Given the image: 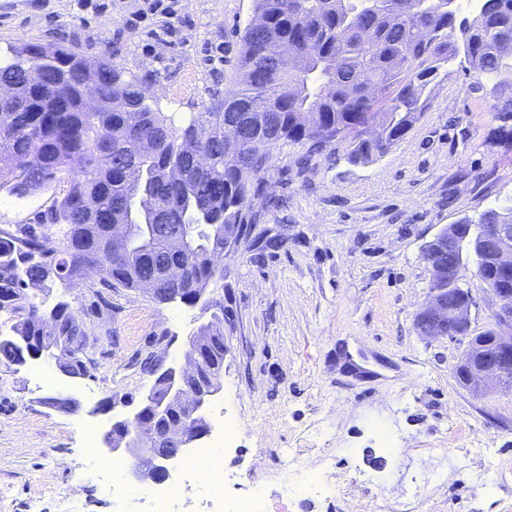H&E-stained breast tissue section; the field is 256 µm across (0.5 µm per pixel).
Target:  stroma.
I'll return each instance as SVG.
<instances>
[{"label": "stroma", "mask_w": 512, "mask_h": 512, "mask_svg": "<svg viewBox=\"0 0 512 512\" xmlns=\"http://www.w3.org/2000/svg\"><path fill=\"white\" fill-rule=\"evenodd\" d=\"M0 0V53L62 44L90 59L113 53L162 112L184 120L234 89L240 37L255 0H180L170 30L136 17L138 0ZM459 65L432 105L383 156L346 162V143L300 169L302 150H273L256 220L211 285L216 306L160 303L104 289L111 310L85 320L91 375L80 406L53 410L35 389L44 360L0 372V512H117L84 446L87 429L134 410L148 354L179 357L190 336L224 317V370L205 407L223 403L239 431L224 470L241 488L277 494L281 451L306 465L336 459V496L292 512H512V480L490 484L484 449L512 470V391L482 395L452 372L466 340L430 339L415 325L431 284L425 245L448 224L512 196V118L491 108ZM65 182L18 197L0 192V226L38 224ZM111 414L90 416L98 403ZM391 429L400 454L380 448Z\"/></svg>", "instance_id": "1"}]
</instances>
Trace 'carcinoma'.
Wrapping results in <instances>:
<instances>
[{
	"mask_svg": "<svg viewBox=\"0 0 512 512\" xmlns=\"http://www.w3.org/2000/svg\"><path fill=\"white\" fill-rule=\"evenodd\" d=\"M263 31L241 36L239 88L194 112L184 126L147 102L143 83L104 58L85 70L62 45L13 47L0 60V83L21 88L0 99V189L33 194L67 177V190L41 224L0 228V308L13 314V338H0V361L25 348L65 346L62 336L84 326L70 303L47 310L39 295L56 287L140 289L163 279L168 263L184 266L183 287L203 290L224 278L211 263L224 250V231L245 235L255 220L252 179L270 152L300 145L301 167L330 145L324 133L376 122L379 137L354 133L347 161L365 165L401 140L430 106L448 66L465 65L494 92L512 86V0H479L466 21L448 16V0H256ZM288 41L293 65L274 56ZM97 86L94 112L81 104L83 85ZM238 121L240 141H224V121ZM155 140L143 155L139 142ZM196 142L207 165L189 164ZM158 216L161 234L139 245L112 241V225ZM197 222L192 245L168 249V237ZM494 288L512 289V277L482 260Z\"/></svg>",
	"mask_w": 512,
	"mask_h": 512,
	"instance_id": "cac0c4a2",
	"label": "carcinoma"
}]
</instances>
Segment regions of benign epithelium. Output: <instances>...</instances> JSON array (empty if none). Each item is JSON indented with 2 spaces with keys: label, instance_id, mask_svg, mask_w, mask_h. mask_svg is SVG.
Segmentation results:
<instances>
[{
  "label": "benign epithelium",
  "instance_id": "7a95c632",
  "mask_svg": "<svg viewBox=\"0 0 512 512\" xmlns=\"http://www.w3.org/2000/svg\"><path fill=\"white\" fill-rule=\"evenodd\" d=\"M147 224H117L112 226V237L125 243L148 237ZM469 243L473 255L488 256L502 273L512 276V219L491 225L486 234L477 231L474 224H450L444 227L424 248L423 260L427 264L432 285L428 300L418 312V330L429 338L456 340L472 335V294L464 281L463 270L470 260L460 258L446 268L438 262L444 244L460 246ZM183 272L172 268L163 281L149 280L144 289L153 292L166 284L171 287L170 300L186 302L179 284ZM464 295L467 301L454 307L446 299ZM495 300L493 316L495 332L491 350L468 361H460L455 372L462 384L473 388H512V289H491ZM50 357L59 374L56 387L46 400L56 408L63 392L74 388L88 373L76 367L77 358L66 350H28L26 359ZM217 356L211 348V337L192 336L188 340L184 361H160L150 373L152 381L136 410L127 415L112 417L110 427L101 436V443L109 452L130 456L138 460L133 476L141 481L160 482L169 476L172 462L190 445L201 440L208 432L203 408L208 397L218 390L214 370ZM168 445L171 451L159 452Z\"/></svg>",
  "mask_w": 512,
  "mask_h": 512
}]
</instances>
